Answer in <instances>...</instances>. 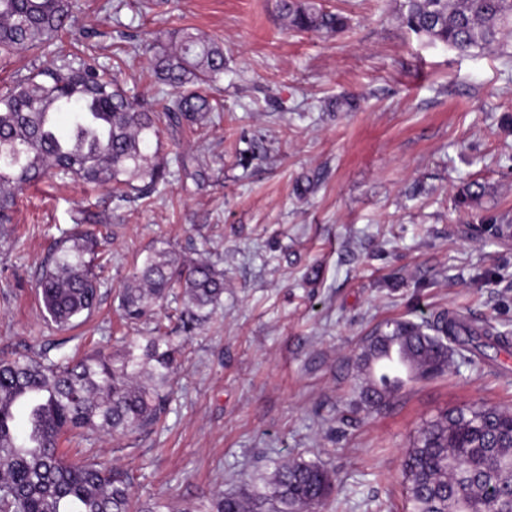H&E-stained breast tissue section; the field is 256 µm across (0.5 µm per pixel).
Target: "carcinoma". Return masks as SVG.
<instances>
[{"label":"carcinoma","mask_w":512,"mask_h":512,"mask_svg":"<svg viewBox=\"0 0 512 512\" xmlns=\"http://www.w3.org/2000/svg\"><path fill=\"white\" fill-rule=\"evenodd\" d=\"M74 0H0V60L51 46L71 25ZM288 27L336 33L346 17L316 0H279ZM399 22L417 37L459 52L512 48V0H403ZM153 54L155 77L172 93L146 107L110 76L58 51L0 93V223L16 192L58 171L115 197L148 199L159 193L167 163L150 150L164 121L198 124L213 111L202 87L224 77V46L187 28ZM485 186L456 195L470 209ZM96 233L76 225L63 233L38 281L45 318L72 328L95 309L100 291ZM135 287L119 293V307L139 320L182 288L180 320L191 331L206 323L224 294V274L207 260L186 267L175 253L154 250L132 275ZM505 336L470 324L455 311L421 322L390 320L362 345L363 375L355 391L360 408L378 410L403 386L386 360L401 354L409 380L445 372L454 355ZM180 348L171 336H144L112 354L81 357L18 355L0 360V512H161L139 501L128 470L105 463H72L59 452L68 434L114 438L158 425ZM402 469L407 512H512V409L471 405L445 410L426 422L406 449ZM338 493L335 475L302 457L274 463L237 494L188 512H322Z\"/></svg>","instance_id":"obj_1"}]
</instances>
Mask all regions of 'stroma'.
<instances>
[{
	"label": "stroma",
	"mask_w": 512,
	"mask_h": 512,
	"mask_svg": "<svg viewBox=\"0 0 512 512\" xmlns=\"http://www.w3.org/2000/svg\"><path fill=\"white\" fill-rule=\"evenodd\" d=\"M351 20L294 32L277 0H78L62 47L116 68L130 93L165 95L150 45L190 27L224 43V79L201 124L163 128L169 176L151 201H119L61 174L25 187L0 228V359L119 352L153 333L183 344L156 429L64 443L68 458L128 468L133 494L187 512L239 493L273 462L318 461L344 488L340 512H404L402 459L419 427L464 404L512 407V350L482 346L353 410L363 341L391 319L454 310L512 339V56L418 39L401 0H319ZM479 208L459 210L466 184ZM110 225L100 301L80 325L47 324L37 288L52 244ZM224 272L211 320L185 333L180 289L122 320L119 289L149 253Z\"/></svg>",
	"instance_id": "35a3bbf8"
}]
</instances>
